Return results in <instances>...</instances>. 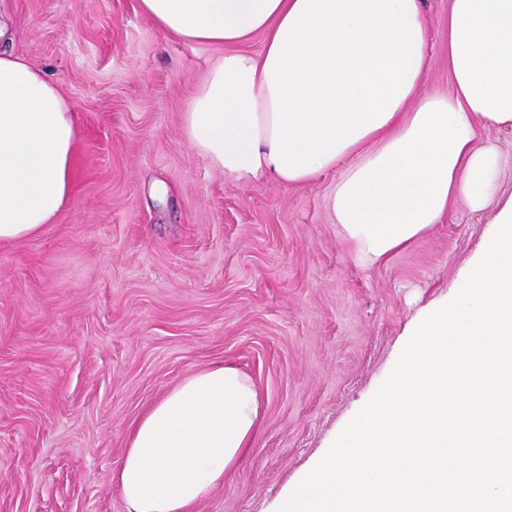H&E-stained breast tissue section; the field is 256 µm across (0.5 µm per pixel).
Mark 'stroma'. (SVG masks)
<instances>
[{
  "instance_id": "35a3bbf8",
  "label": "stroma",
  "mask_w": 512,
  "mask_h": 512,
  "mask_svg": "<svg viewBox=\"0 0 512 512\" xmlns=\"http://www.w3.org/2000/svg\"><path fill=\"white\" fill-rule=\"evenodd\" d=\"M15 53L79 116L72 197L0 242V512H128L114 475L141 413L235 364L263 398L243 465L196 512H275L387 378L420 311L459 281L487 214L457 204L388 262L338 237L329 172L224 176L185 114L220 47L165 35L138 0H0ZM421 94H449L448 0H425Z\"/></svg>"
}]
</instances>
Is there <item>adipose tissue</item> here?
<instances>
[{
	"label": "adipose tissue",
	"mask_w": 512,
	"mask_h": 512,
	"mask_svg": "<svg viewBox=\"0 0 512 512\" xmlns=\"http://www.w3.org/2000/svg\"><path fill=\"white\" fill-rule=\"evenodd\" d=\"M172 38L220 45L185 134L239 181L328 172L360 264L387 261L464 201L494 200L506 166L484 128L512 127V0H449L453 91L419 96L423 0H140ZM261 38L260 53L248 46ZM0 17V241L38 235L68 203L78 118L45 71L9 50ZM261 400L230 363L185 376L132 426L117 481L128 512H193L244 462Z\"/></svg>",
	"instance_id": "adipose-tissue-1"
}]
</instances>
